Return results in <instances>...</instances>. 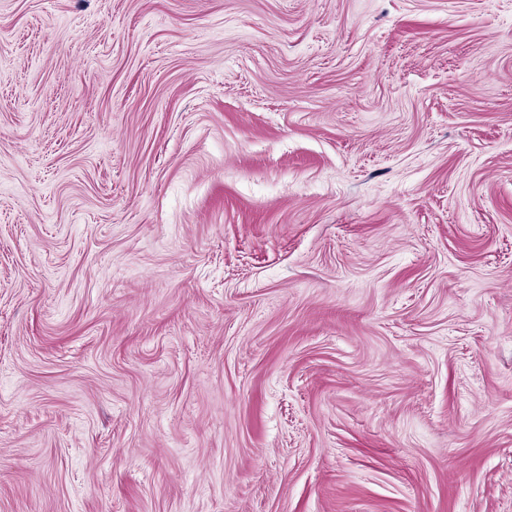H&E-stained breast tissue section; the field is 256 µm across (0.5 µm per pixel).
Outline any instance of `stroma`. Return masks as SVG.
<instances>
[{"mask_svg":"<svg viewBox=\"0 0 512 512\" xmlns=\"http://www.w3.org/2000/svg\"><path fill=\"white\" fill-rule=\"evenodd\" d=\"M0 512H512V0H0Z\"/></svg>","mask_w":512,"mask_h":512,"instance_id":"1","label":"stroma"}]
</instances>
